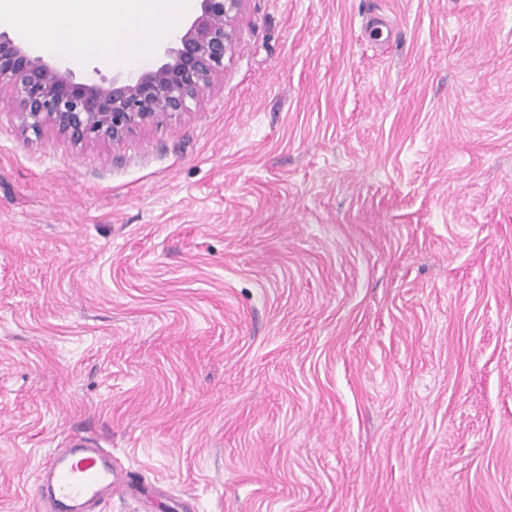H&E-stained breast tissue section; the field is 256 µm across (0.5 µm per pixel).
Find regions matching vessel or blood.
Masks as SVG:
<instances>
[{"mask_svg":"<svg viewBox=\"0 0 512 512\" xmlns=\"http://www.w3.org/2000/svg\"><path fill=\"white\" fill-rule=\"evenodd\" d=\"M41 473L51 483L49 498L38 500L39 512H86L105 495L132 487L135 472L118 473L112 463V452L98 447L87 437H68L64 445L54 449Z\"/></svg>","mask_w":512,"mask_h":512,"instance_id":"1","label":"vessel or blood"}]
</instances>
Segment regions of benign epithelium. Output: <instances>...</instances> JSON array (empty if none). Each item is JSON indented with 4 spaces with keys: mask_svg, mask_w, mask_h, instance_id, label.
<instances>
[{
    "mask_svg": "<svg viewBox=\"0 0 512 512\" xmlns=\"http://www.w3.org/2000/svg\"><path fill=\"white\" fill-rule=\"evenodd\" d=\"M245 0H201L161 62L133 77L75 81L27 46L0 31V98L15 107L23 132L52 128L73 143H120L135 130L190 110L224 75V60L239 41Z\"/></svg>",
    "mask_w": 512,
    "mask_h": 512,
    "instance_id": "obj_1",
    "label": "benign epithelium"
}]
</instances>
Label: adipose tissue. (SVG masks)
<instances>
[{
  "label": "adipose tissue",
  "instance_id": "adipose-tissue-1",
  "mask_svg": "<svg viewBox=\"0 0 512 512\" xmlns=\"http://www.w3.org/2000/svg\"><path fill=\"white\" fill-rule=\"evenodd\" d=\"M187 6V0H0V16L32 33L41 50L123 67Z\"/></svg>",
  "mask_w": 512,
  "mask_h": 512
}]
</instances>
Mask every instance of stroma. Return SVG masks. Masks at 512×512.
Returning a JSON list of instances; mask_svg holds the SVG:
<instances>
[{"mask_svg":"<svg viewBox=\"0 0 512 512\" xmlns=\"http://www.w3.org/2000/svg\"><path fill=\"white\" fill-rule=\"evenodd\" d=\"M239 27L117 144L0 101V512L75 432L157 490L93 512H512V0Z\"/></svg>","mask_w":512,"mask_h":512,"instance_id":"1","label":"stroma"}]
</instances>
